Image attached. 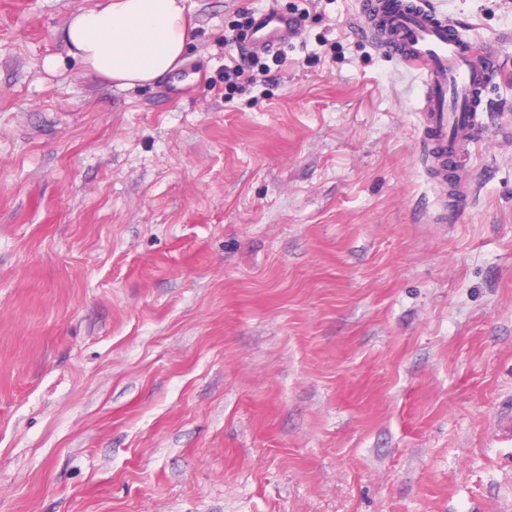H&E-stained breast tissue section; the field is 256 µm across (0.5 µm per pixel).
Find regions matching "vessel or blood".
Here are the masks:
<instances>
[{"label":"vessel or blood","mask_w":512,"mask_h":512,"mask_svg":"<svg viewBox=\"0 0 512 512\" xmlns=\"http://www.w3.org/2000/svg\"><path fill=\"white\" fill-rule=\"evenodd\" d=\"M357 21L372 32L377 50L422 82L424 165L446 185L449 164L461 159L475 136L476 113L484 88L499 72L498 57L475 54L472 41L449 30L446 13L432 0H357ZM297 31L294 15L259 9L245 49L280 51Z\"/></svg>","instance_id":"b4317fda"}]
</instances>
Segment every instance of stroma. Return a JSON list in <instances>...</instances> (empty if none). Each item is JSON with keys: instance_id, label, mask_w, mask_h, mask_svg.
Returning a JSON list of instances; mask_svg holds the SVG:
<instances>
[{"instance_id": "stroma-1", "label": "stroma", "mask_w": 512, "mask_h": 512, "mask_svg": "<svg viewBox=\"0 0 512 512\" xmlns=\"http://www.w3.org/2000/svg\"><path fill=\"white\" fill-rule=\"evenodd\" d=\"M355 2L278 0L228 101L266 0L134 88L67 52L95 0H0V512H512V0H439L503 68L448 198ZM295 19L294 15L275 10L271 5L255 11L254 25L245 42V50L249 53L280 51L297 36ZM248 63L250 64L248 68L241 64L227 65L224 68V81L228 82L229 86L235 89L243 90L259 82L265 84L270 80L269 74L271 70L266 65L258 67L259 63H261L258 56L249 58Z\"/></svg>"}]
</instances>
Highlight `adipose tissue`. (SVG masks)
<instances>
[{
    "instance_id": "ef3b65f1",
    "label": "adipose tissue",
    "mask_w": 512,
    "mask_h": 512,
    "mask_svg": "<svg viewBox=\"0 0 512 512\" xmlns=\"http://www.w3.org/2000/svg\"><path fill=\"white\" fill-rule=\"evenodd\" d=\"M64 43L92 73L131 88L181 64L189 40L186 0H96L66 20Z\"/></svg>"
}]
</instances>
